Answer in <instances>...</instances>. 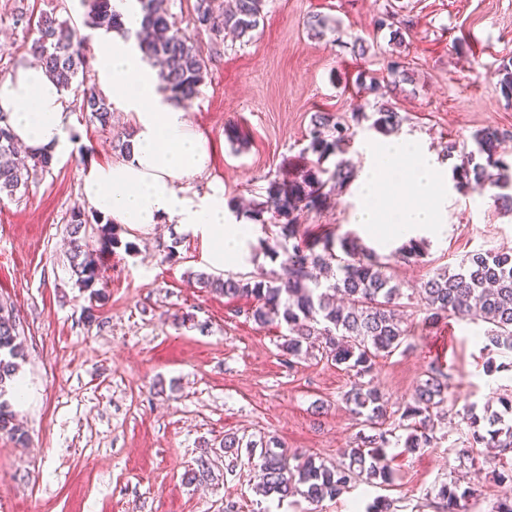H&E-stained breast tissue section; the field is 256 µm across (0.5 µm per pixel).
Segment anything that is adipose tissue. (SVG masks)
Segmentation results:
<instances>
[{"label":"adipose tissue","mask_w":512,"mask_h":512,"mask_svg":"<svg viewBox=\"0 0 512 512\" xmlns=\"http://www.w3.org/2000/svg\"><path fill=\"white\" fill-rule=\"evenodd\" d=\"M112 8L120 25L97 30L94 67L101 87L134 117L131 153L87 164L83 197L111 223L138 232L158 224L184 225L200 239L208 266L238 265L258 229L232 221L223 185L193 192L192 182L209 168L213 149L135 47L133 34L142 19L135 0H112ZM0 119L18 144L54 162L68 160L73 115L63 90L39 64L26 59L0 76ZM371 154V166L357 181L362 202L356 223L383 245L440 234L448 190L435 157L406 137L373 146Z\"/></svg>","instance_id":"1"}]
</instances>
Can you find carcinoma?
I'll return each mask as SVG.
<instances>
[{"mask_svg":"<svg viewBox=\"0 0 512 512\" xmlns=\"http://www.w3.org/2000/svg\"><path fill=\"white\" fill-rule=\"evenodd\" d=\"M142 14V27L152 34L143 50L151 60L160 63L159 79L170 98L187 105L191 103L207 74V59L194 38L172 32L173 14L164 0H137ZM217 0H195L193 24L205 31L210 40L221 39L229 30L245 36L255 30L261 18L264 0H234L233 7L222 11L217 20ZM88 20L92 28L114 27L118 15L111 0H88ZM38 38L32 52L40 59L46 75L63 89L72 88L80 70L85 67V55L75 47L77 34L65 20L54 13H42L35 22ZM500 93L512 98V61L498 69ZM80 109L90 113L101 128L111 126L112 103L94 88L78 83ZM403 117L390 103L375 112L373 127L390 133L400 126ZM348 127L330 113L317 112L311 118L308 145L304 153L314 156L305 162L298 177L272 179L264 188V201L251 210L252 220L271 229L272 238L287 244V258L275 271L259 277L229 276L223 278L205 272L191 273L200 289L212 290L229 298L249 297L252 306L245 317L265 326L277 324L281 333L280 348L288 358H298L303 348H321L322 357L336 365H346L354 380L342 395L352 414L363 419L372 434L361 437V446L348 454L349 462L328 467L316 464L308 457L292 466L288 458L276 451L278 441L270 437L244 440L236 434L224 435V453L235 455L239 449L260 450L262 482L256 493L283 502L301 493L313 503L334 498L361 478L379 479L386 484L391 471L386 463V448L398 429L408 431L404 447L414 452L430 448L437 440L438 411L448 403V374L440 368L431 370L420 382L400 416L398 424L386 428L389 421L387 404L379 390L363 381L371 373L376 359L411 348L407 329L397 313L399 288L388 274L390 258L380 257L373 249L345 235L336 238L330 233L314 235L300 229L297 218L304 211L319 210L330 198L328 184L335 189L349 185L355 167L346 159L336 161L334 169L323 167L331 156L342 155L350 143ZM475 150L463 155L454 168L456 188L474 192L491 191V199L512 209V158L500 152L503 133L487 127L471 136ZM44 154H18L9 130L0 127V196L13 197L28 186L29 179L49 169ZM270 219H264V214ZM97 224L98 237L87 235V225ZM70 250L67 260L76 284L90 291L91 300H101L94 289L103 277V256L119 244L116 226L104 221V215H91L74 208L67 218ZM424 246L410 241L394 254L403 262L418 260ZM418 302L426 320L436 322L450 315L465 321L489 324L484 331L491 347L512 351V254L479 250L462 259L459 270L438 272L420 283ZM21 323L13 309L0 303V433L21 443L25 434L16 424V413L4 396L14 380L19 360L24 353L20 343ZM489 424L487 434L478 429L473 418L472 443L512 452V425L494 411L483 417ZM211 474L209 458L196 459V466L186 473L190 483L203 481ZM504 488L496 512H512V474L501 475ZM472 490L458 492L456 487L443 484L437 496L444 512H466L465 503Z\"/></svg>","mask_w":512,"mask_h":512,"instance_id":"obj_1","label":"carcinoma"}]
</instances>
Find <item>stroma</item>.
<instances>
[{"label": "stroma", "mask_w": 512, "mask_h": 512, "mask_svg": "<svg viewBox=\"0 0 512 512\" xmlns=\"http://www.w3.org/2000/svg\"><path fill=\"white\" fill-rule=\"evenodd\" d=\"M194 3L167 0L177 30L195 36L208 60L188 111L215 153L193 189L223 183L242 221L270 179L297 173L314 113L349 125L346 157L364 169L369 146L386 136L372 126L379 96L359 88L361 74L393 86L388 100L403 118L399 136L433 153L445 178L461 159L448 153L449 141L473 149L477 129L504 132L512 154V99L495 77L512 60V0H265L256 30L217 45L196 33ZM87 11L82 0H0V75L30 56L37 37L35 27L16 24L17 14L54 13L90 40ZM317 15L330 23L320 33L311 27ZM396 29L403 43L392 41ZM392 61L408 63L407 80L395 82ZM69 106V161L0 199V301L21 322L20 376L30 390L15 407L25 443L0 434V512H224L228 499L240 512H367L378 496L392 501L393 512H437L444 483L473 489L469 512H494L502 491L490 463L494 449L474 448L469 459L456 450L472 432L468 409L499 410V397L512 390V353L493 358L501 369L487 372L484 324L453 316L426 323L413 298L403 301L412 350L377 359L370 379L396 421L430 367L449 374L455 406L438 425L434 447L411 453L391 446V483L361 481L317 504L300 495L259 499L258 457L241 455L227 473L221 444L228 433L276 436L294 465L309 456L342 462L363 431L342 401L352 374L316 351L288 361L280 327L245 318L249 299L189 282L188 272L207 265L198 238L177 224L148 234L118 227L122 245L105 256L98 284L105 303L88 320V293L68 270L66 218L84 204L83 167L118 158L134 120L116 106L104 130L78 101ZM230 125L246 144L227 140ZM357 205L352 185L333 193L329 206L305 212L301 227L351 234L374 247L354 222ZM442 224L441 237H424L421 261L393 264L403 290L438 269H457L473 251L512 252V213L490 198L449 187ZM127 242L134 252L125 253ZM204 454L212 480L186 484V471Z\"/></svg>", "instance_id": "obj_1"}]
</instances>
